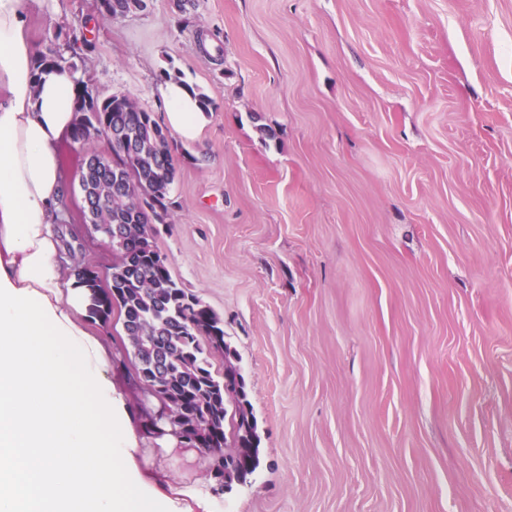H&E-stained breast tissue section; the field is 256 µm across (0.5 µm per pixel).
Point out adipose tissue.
I'll return each mask as SVG.
<instances>
[{"mask_svg":"<svg viewBox=\"0 0 512 512\" xmlns=\"http://www.w3.org/2000/svg\"><path fill=\"white\" fill-rule=\"evenodd\" d=\"M49 2L0 0V512H213L212 489L185 491L165 459L140 458L142 441L178 440L130 414L60 248L77 76H33L26 16ZM160 94L168 125L196 139L197 98L174 79Z\"/></svg>","mask_w":512,"mask_h":512,"instance_id":"adipose-tissue-1","label":"adipose tissue"}]
</instances>
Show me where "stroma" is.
Listing matches in <instances>:
<instances>
[{
  "label": "stroma",
  "instance_id": "obj_1",
  "mask_svg": "<svg viewBox=\"0 0 512 512\" xmlns=\"http://www.w3.org/2000/svg\"><path fill=\"white\" fill-rule=\"evenodd\" d=\"M95 14L60 0L28 36L80 30L89 90L157 122L163 72L213 103L172 138L156 244L223 318L257 420L259 465L215 512H512V0ZM85 154L62 147L66 225L106 276Z\"/></svg>",
  "mask_w": 512,
  "mask_h": 512
}]
</instances>
